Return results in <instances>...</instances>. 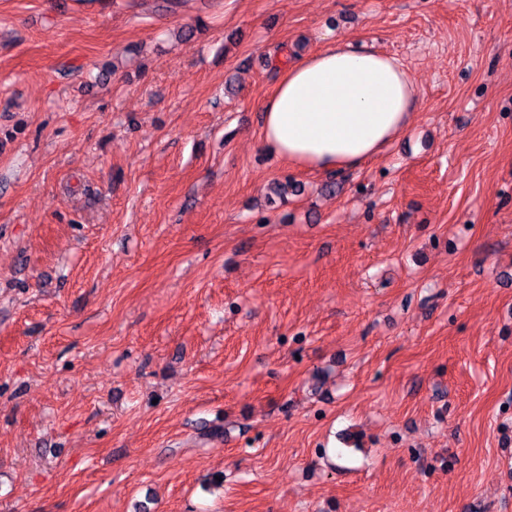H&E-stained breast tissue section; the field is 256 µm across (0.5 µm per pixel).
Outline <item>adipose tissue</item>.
Returning a JSON list of instances; mask_svg holds the SVG:
<instances>
[{
  "mask_svg": "<svg viewBox=\"0 0 512 512\" xmlns=\"http://www.w3.org/2000/svg\"><path fill=\"white\" fill-rule=\"evenodd\" d=\"M416 104L403 63L340 40L281 70L262 106V143L295 166L353 170L407 131Z\"/></svg>",
  "mask_w": 512,
  "mask_h": 512,
  "instance_id": "ef3b65f1",
  "label": "adipose tissue"
}]
</instances>
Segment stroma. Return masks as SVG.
<instances>
[{
    "label": "stroma",
    "instance_id": "35a3bbf8",
    "mask_svg": "<svg viewBox=\"0 0 512 512\" xmlns=\"http://www.w3.org/2000/svg\"><path fill=\"white\" fill-rule=\"evenodd\" d=\"M341 39L412 123L292 167ZM140 503L512 512V0H0V512ZM416 104L403 63L340 40L281 70L262 106V143L291 165L353 170L407 131Z\"/></svg>",
    "mask_w": 512,
    "mask_h": 512
}]
</instances>
